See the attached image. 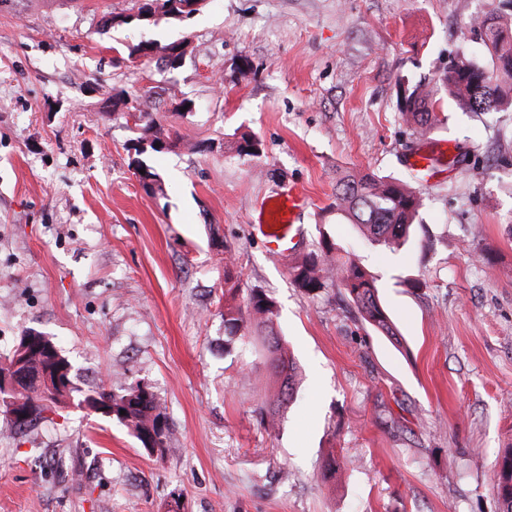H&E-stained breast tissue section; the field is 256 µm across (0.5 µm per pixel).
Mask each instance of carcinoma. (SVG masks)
Here are the masks:
<instances>
[{"mask_svg": "<svg viewBox=\"0 0 512 512\" xmlns=\"http://www.w3.org/2000/svg\"><path fill=\"white\" fill-rule=\"evenodd\" d=\"M184 0H133L126 14H117L105 20L104 26H122L132 22H157L161 18L184 20L181 8ZM473 30L481 36L494 62L492 69L465 53H459L452 65L437 72L431 83L405 81L400 86L399 112L412 129V134L421 138L440 122L437 109L444 99H452L465 112L491 113L502 111L506 98L512 94V14L493 10L473 19ZM130 105V116L145 123L144 131L153 128L155 120L148 112L138 107V100L126 96L115 99L112 109ZM235 151L240 156L260 155V141L242 136L236 142ZM421 206V193L409 184L380 176L373 171L349 173L336 183V192L331 208L336 216L354 224L371 242L397 245L409 233L411 224ZM340 248L327 236H322L317 249L310 251L291 268L290 275L295 285L307 293H314L336 283L344 289L347 297L361 318L383 336L397 338L398 331L385 312L378 296L375 278L354 260L338 255ZM225 293L235 297L243 293L239 280L229 267H224ZM245 294V293H243ZM276 309L274 301L261 290L245 294L239 304L224 306L225 343L230 345L246 335L248 325L257 329L273 326ZM265 355L270 368L281 380L276 396L277 408H285L291 402L295 389L296 371L287 356L284 342L272 332L263 340ZM33 375L46 370L65 367L70 362L63 356L53 358L40 352L29 361ZM102 397L128 398L124 408L126 414L113 419L126 426L143 443V434L155 428L156 421L167 417L158 396L153 390L145 391L141 384H112V389L98 392ZM25 398L34 407L36 416L45 409L40 386L33 380L25 389ZM493 488L502 504L501 512H512V448L506 450L496 462L492 474Z\"/></svg>", "mask_w": 512, "mask_h": 512, "instance_id": "cac0c4a2", "label": "carcinoma"}]
</instances>
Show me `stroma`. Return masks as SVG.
I'll use <instances>...</instances> for the list:
<instances>
[{"label": "stroma", "instance_id": "35a3bbf8", "mask_svg": "<svg viewBox=\"0 0 512 512\" xmlns=\"http://www.w3.org/2000/svg\"><path fill=\"white\" fill-rule=\"evenodd\" d=\"M130 0H0V356L52 338L83 391L149 384L174 436L147 453L117 421L69 401L21 432L0 410V512H500L512 448V111L444 102L416 140L398 81H430L491 0H205L191 19L106 27ZM186 45L176 68L131 63L142 42ZM138 96L177 147L147 152L113 118ZM189 102L181 111L180 102ZM261 143L241 157V134ZM448 143L459 163L420 182L409 241L367 242L337 220L336 176L412 180L409 158ZM306 201L285 252L258 224L266 198ZM330 236L377 279L398 340L333 285L289 275ZM272 297L297 367L275 430L277 382L254 338L224 348V269ZM351 460L335 482L328 455ZM492 484L502 504L501 512H512V448L506 450L496 462Z\"/></svg>", "mask_w": 512, "mask_h": 512}]
</instances>
